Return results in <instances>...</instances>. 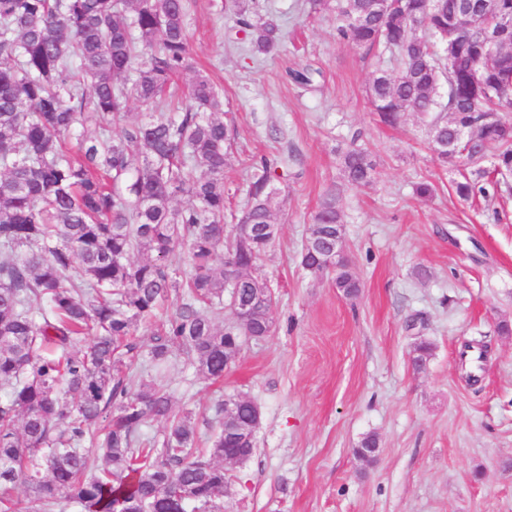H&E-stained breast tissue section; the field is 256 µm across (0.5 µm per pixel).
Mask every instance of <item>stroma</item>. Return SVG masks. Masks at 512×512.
Returning a JSON list of instances; mask_svg holds the SVG:
<instances>
[{"label": "stroma", "instance_id": "35a3bbf8", "mask_svg": "<svg viewBox=\"0 0 512 512\" xmlns=\"http://www.w3.org/2000/svg\"><path fill=\"white\" fill-rule=\"evenodd\" d=\"M302 0H258L287 34L252 58L225 0H190L195 67L221 91L235 145L224 171L230 207L247 202L253 158L290 157L275 214L279 232L259 266L274 296V331L243 343L223 381L203 379L172 347L165 386L202 437L214 406L241 394L261 424L252 457L232 474L224 512H512V194L482 208L460 201L428 147L424 122H377L366 87L374 54L337 40L334 19L305 17ZM312 64L311 86L289 70ZM376 163L374 183L342 188L344 247L359 275L348 299L300 264L308 226L340 186L350 143ZM437 186L428 200L413 184ZM484 339L481 367L461 360ZM426 340L422 371L413 345ZM379 455L353 454L366 434Z\"/></svg>", "mask_w": 512, "mask_h": 512}]
</instances>
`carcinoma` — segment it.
Wrapping results in <instances>:
<instances>
[{
  "label": "carcinoma",
  "mask_w": 512,
  "mask_h": 512,
  "mask_svg": "<svg viewBox=\"0 0 512 512\" xmlns=\"http://www.w3.org/2000/svg\"><path fill=\"white\" fill-rule=\"evenodd\" d=\"M254 0H227L254 56L280 45L278 26L252 20ZM336 15V36L393 67L372 72L367 96L380 121L413 112L431 150L465 169L451 183L463 202L488 200L512 177V121L489 122L512 98V27L488 54L465 31L461 0H305ZM189 0H0V512H224V402L210 446L191 412L174 410L158 382L169 348H183L207 380L224 379V337L265 336L271 310L226 327L227 274L242 295L268 288L258 262L281 189L279 161L249 165L252 225L245 250H224V169L231 125L223 99L196 75L179 97L174 77L194 70ZM148 108L112 133L129 101ZM490 166H484V162ZM343 185L373 184L356 143L340 155ZM338 192L309 225L301 266L316 273L344 226ZM153 253L131 260L132 250ZM347 298L360 279L347 254L333 270ZM183 302L154 337V373L129 374L130 340L170 295ZM154 420L161 445L136 442ZM22 487L29 501L13 496Z\"/></svg>",
  "instance_id": "cac0c4a2"
}]
</instances>
